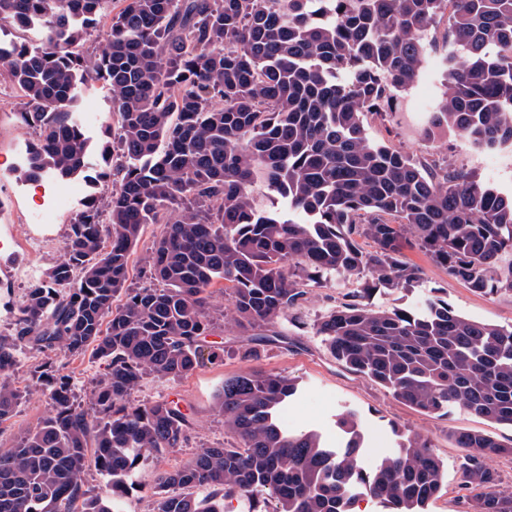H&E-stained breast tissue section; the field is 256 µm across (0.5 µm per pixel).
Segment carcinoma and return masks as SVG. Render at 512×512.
I'll list each match as a JSON object with an SVG mask.
<instances>
[{
  "label": "carcinoma",
  "mask_w": 512,
  "mask_h": 512,
  "mask_svg": "<svg viewBox=\"0 0 512 512\" xmlns=\"http://www.w3.org/2000/svg\"><path fill=\"white\" fill-rule=\"evenodd\" d=\"M450 11L445 91L431 112L485 151L512 150V0H0V25L38 26L47 47L0 42V66L25 99L36 135L19 177L115 174L105 196L75 214L61 261L27 288L12 332L0 333V423L20 392L8 377L18 352L87 350L105 364L89 407L51 361L32 371L51 414L0 452V512H120L138 467L189 442L191 415L168 400L134 404L143 379L179 382L225 349L211 288L224 284L242 357L288 345L276 329L307 286L331 276L391 288L419 281L403 258L422 251L472 290L512 291V195L456 169L423 164L370 140L367 113L407 87L428 60L427 31ZM109 19L95 54L77 52ZM105 80L117 132L97 144L76 121L75 91ZM262 181L281 201L258 208ZM175 204L185 205L176 218ZM164 224L149 258L152 285L129 286L144 226ZM367 289L313 325L331 355L424 414L459 409L512 428V329L468 319L441 298L424 311H377ZM294 380L253 370L224 379L215 410L237 444L202 446L152 474V512H224L258 497L271 512H348L354 485L386 512H426L444 477L431 441L401 436L365 470L354 414L336 451L314 431L290 433L279 413ZM466 450V512H512L484 461L512 444L458 432ZM106 478L96 493L85 472Z\"/></svg>",
  "instance_id": "obj_1"
}]
</instances>
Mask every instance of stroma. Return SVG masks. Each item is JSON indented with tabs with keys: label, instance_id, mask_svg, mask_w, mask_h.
Segmentation results:
<instances>
[{
	"label": "stroma",
	"instance_id": "obj_1",
	"mask_svg": "<svg viewBox=\"0 0 512 512\" xmlns=\"http://www.w3.org/2000/svg\"><path fill=\"white\" fill-rule=\"evenodd\" d=\"M447 26L448 20L443 17L431 28L435 44L416 81L398 92L385 113L366 116L368 136L374 142L398 148L415 159L451 166L480 183L511 194V151L477 150L455 132H444L431 140L421 137L428 115L443 91L440 63L448 51L444 41ZM23 107L24 101L13 89L7 71L0 67V197L10 203L9 210L0 215V236L11 241L9 248L0 250V332L5 334L12 329L14 312L26 288L35 276L61 259L77 209L90 194L105 195L112 189L111 184L102 182L93 185L80 179H46V186L71 193L72 199L53 223H36L42 198L32 185L11 171L12 164L25 158L35 140L33 131L20 123L18 114ZM77 107L89 134L99 136L112 119L111 88L93 81L79 86ZM404 254L422 267L421 280L405 289H376L368 299L373 309L405 308L418 312L430 298L440 297L469 319L512 327V292L490 295L474 292L462 281L449 277L420 251L408 248ZM359 286V281L342 278L319 286L309 285L302 304L280 322L288 336L287 348L269 346L256 357L247 359L235 352L223 362L206 365L177 383L143 380L132 394V402L178 401L192 415L194 426L187 447L166 453L159 463L150 462L142 467L136 488L124 501V512H150L154 468L179 467L200 446L228 443L230 436L224 431V420L214 410L215 394L226 377L253 369L294 379L298 390L280 415L282 425L292 431L317 430L331 446H339L342 441L336 421L345 411L355 412L364 434V451L374 460L397 448L399 433L429 436L435 453L445 465V478L441 491L429 503L428 512H462L460 465L466 451L455 445L451 432L478 431L507 443L512 441V429L457 409L441 417L421 414L337 361L320 337L314 335L313 325ZM43 360V355L28 350L18 353L9 382L21 392L22 401L11 418L0 425L2 449L14 447L21 436L52 412L48 392L30 378L31 370ZM53 361L71 375L77 393L85 401L90 399L105 372L103 362L88 354L79 357L57 354Z\"/></svg>",
	"mask_w": 512,
	"mask_h": 512
}]
</instances>
